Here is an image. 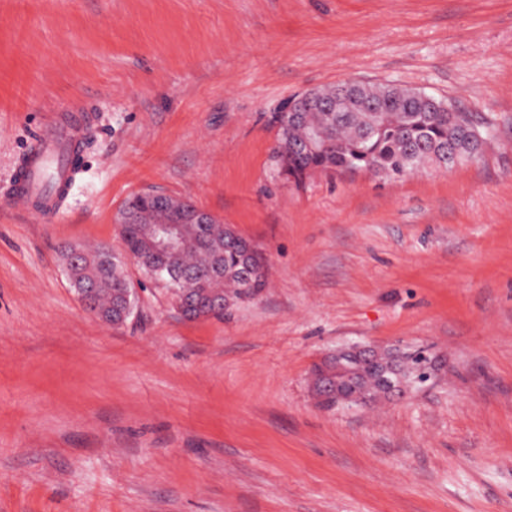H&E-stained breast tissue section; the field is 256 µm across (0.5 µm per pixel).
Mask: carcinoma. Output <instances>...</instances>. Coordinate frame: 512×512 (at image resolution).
<instances>
[{
  "label": "carcinoma",
  "instance_id": "carcinoma-1",
  "mask_svg": "<svg viewBox=\"0 0 512 512\" xmlns=\"http://www.w3.org/2000/svg\"><path fill=\"white\" fill-rule=\"evenodd\" d=\"M273 120L279 128L274 157L281 175L297 185L318 172L369 171L401 178L433 164L452 168L477 159L482 153L479 138L485 136L484 126L469 113L449 112L438 98L393 83L313 89L295 102L294 111L285 106ZM198 212L190 201L144 192L125 201L118 228L124 251L140 258L147 278L168 290L176 287L173 303L187 297L195 321L222 318L231 307L254 299L266 288L268 274L258 245L214 217L208 224L195 223ZM175 215L182 218L183 235L194 245L180 253L158 252L144 229ZM72 273L94 286L97 308L112 307L116 289L106 286L107 274L95 252L84 250ZM378 368L374 361H363L361 374L343 382L342 389L358 388L372 401L387 396L377 383L366 385ZM334 379L336 375L314 367V387L323 408L336 407V391L324 387Z\"/></svg>",
  "mask_w": 512,
  "mask_h": 512
}]
</instances>
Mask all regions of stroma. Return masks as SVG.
<instances>
[{
  "instance_id": "35a3bbf8",
  "label": "stroma",
  "mask_w": 512,
  "mask_h": 512,
  "mask_svg": "<svg viewBox=\"0 0 512 512\" xmlns=\"http://www.w3.org/2000/svg\"><path fill=\"white\" fill-rule=\"evenodd\" d=\"M348 80L453 102L496 138L398 179L271 158L273 112ZM83 110L57 212L12 208L47 114ZM261 245L266 288L183 320L161 284L108 328L60 247L132 194ZM425 345L436 380L322 409L313 363ZM0 512H512V0H0Z\"/></svg>"
}]
</instances>
